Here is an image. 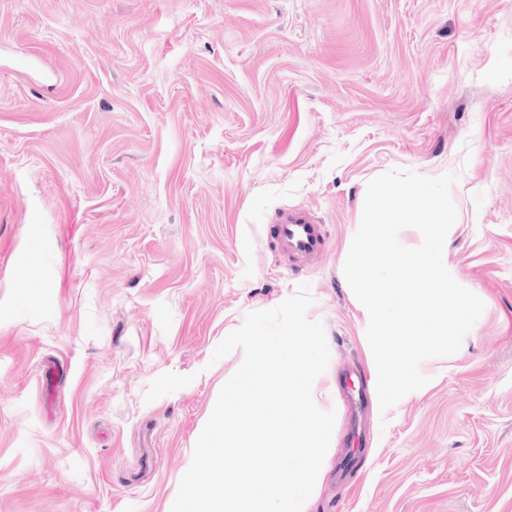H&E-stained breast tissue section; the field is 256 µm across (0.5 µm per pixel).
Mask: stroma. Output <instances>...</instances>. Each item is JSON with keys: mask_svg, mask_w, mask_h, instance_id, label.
I'll use <instances>...</instances> for the list:
<instances>
[{"mask_svg": "<svg viewBox=\"0 0 512 512\" xmlns=\"http://www.w3.org/2000/svg\"><path fill=\"white\" fill-rule=\"evenodd\" d=\"M396 168L457 175L443 262L485 310L354 446L343 265ZM286 208L327 231L287 271ZM303 283L336 412L308 512H512V0H0V512H171L244 359L216 346Z\"/></svg>", "mask_w": 512, "mask_h": 512, "instance_id": "1", "label": "stroma"}]
</instances>
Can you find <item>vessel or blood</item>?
Returning a JSON list of instances; mask_svg holds the SVG:
<instances>
[{
	"label": "vessel or blood",
	"mask_w": 512,
	"mask_h": 512,
	"mask_svg": "<svg viewBox=\"0 0 512 512\" xmlns=\"http://www.w3.org/2000/svg\"><path fill=\"white\" fill-rule=\"evenodd\" d=\"M269 234L277 244L279 264L284 268L315 258L326 247L321 225L304 209L283 210Z\"/></svg>",
	"instance_id": "vessel-or-blood-1"
}]
</instances>
